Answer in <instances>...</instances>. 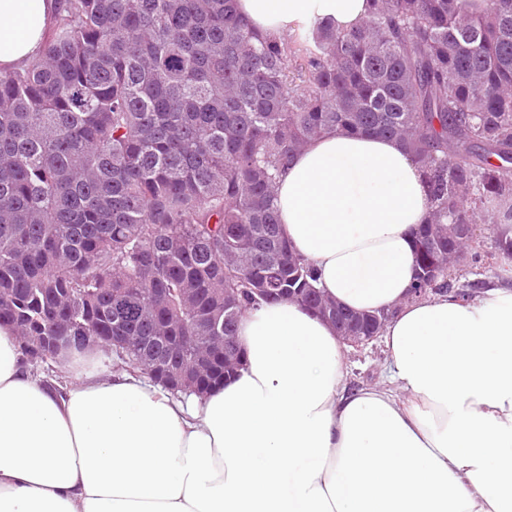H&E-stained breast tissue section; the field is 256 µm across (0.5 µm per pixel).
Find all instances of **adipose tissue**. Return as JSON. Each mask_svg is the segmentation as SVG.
I'll list each match as a JSON object with an SVG mask.
<instances>
[{"mask_svg":"<svg viewBox=\"0 0 512 512\" xmlns=\"http://www.w3.org/2000/svg\"><path fill=\"white\" fill-rule=\"evenodd\" d=\"M282 35L317 15L349 30L368 0H237ZM57 0H0V70L37 57ZM285 237L318 286L384 329L391 387L346 393L335 329L283 300L246 311V362L180 399L84 368L52 388L0 326V512H512V290L411 302L421 168L396 141L330 129L277 187Z\"/></svg>","mask_w":512,"mask_h":512,"instance_id":"adipose-tissue-1","label":"adipose tissue"}]
</instances>
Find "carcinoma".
I'll return each mask as SVG.
<instances>
[{"label":"carcinoma","instance_id":"obj_1","mask_svg":"<svg viewBox=\"0 0 512 512\" xmlns=\"http://www.w3.org/2000/svg\"><path fill=\"white\" fill-rule=\"evenodd\" d=\"M485 2L370 0L354 29L272 38L235 0H60L42 53L0 73V326L32 366L64 336H128L151 362L227 339L199 392L224 384L245 311L336 305L275 204L329 128L420 165L416 287L453 290L448 254H481L448 225L512 223V0Z\"/></svg>","mask_w":512,"mask_h":512}]
</instances>
